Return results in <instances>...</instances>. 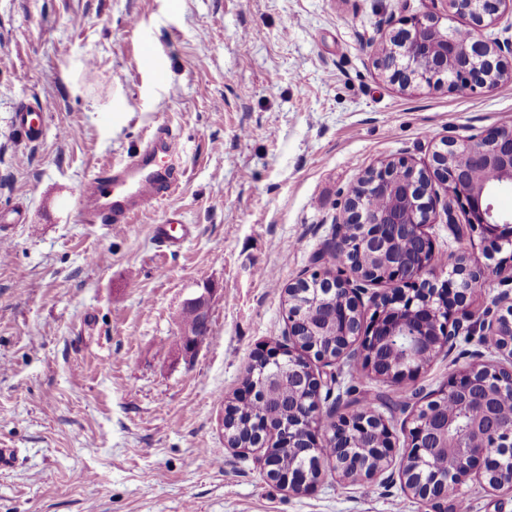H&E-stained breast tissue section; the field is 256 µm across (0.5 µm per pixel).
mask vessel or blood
I'll return each mask as SVG.
<instances>
[{
    "instance_id": "b4317fda",
    "label": "vessel or blood",
    "mask_w": 512,
    "mask_h": 512,
    "mask_svg": "<svg viewBox=\"0 0 512 512\" xmlns=\"http://www.w3.org/2000/svg\"><path fill=\"white\" fill-rule=\"evenodd\" d=\"M178 174L173 141L160 131L129 160L108 166L73 195L92 222L121 227L135 212L174 192Z\"/></svg>"
}]
</instances>
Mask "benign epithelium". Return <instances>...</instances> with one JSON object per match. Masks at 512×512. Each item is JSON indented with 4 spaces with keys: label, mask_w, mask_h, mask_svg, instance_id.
<instances>
[{
    "label": "benign epithelium",
    "mask_w": 512,
    "mask_h": 512,
    "mask_svg": "<svg viewBox=\"0 0 512 512\" xmlns=\"http://www.w3.org/2000/svg\"><path fill=\"white\" fill-rule=\"evenodd\" d=\"M445 17L422 12L392 26L376 65L401 88L423 86L450 89L492 90L512 80V43L487 35L500 10L512 12V0H444ZM457 18L469 21L465 32L450 25ZM360 179L363 193L347 197L342 215L336 218V236L351 233L348 249L355 252L348 262L351 276L331 270L316 271L313 278L288 284V347H273L260 354L267 364L288 358L289 372L310 395L297 399L292 414L295 426L270 425L257 419L252 435L255 446L265 449L263 466L267 478L294 494L317 485L311 471L323 475L329 465L345 483L371 480L389 469L398 470L404 489L422 501L438 504L449 496L465 497L470 481L492 491H512V468L498 459L499 452L512 451V410L501 408V395L512 392V292L497 296L503 313L474 321L470 297L486 280L500 274L498 267L477 268L459 257L448 271V281L439 283V269L427 256L434 251L425 231L432 218L442 213L455 223L462 211L469 227L480 231L493 246L512 245V216L495 209L493 197L499 188L512 186V127L487 129L460 139L450 136L433 152L432 165L418 169L404 158L390 159L365 171ZM446 186L441 196L432 188ZM380 189L390 198L383 213H374L368 202L370 190ZM410 233L415 249L405 262L389 260L401 235ZM383 263V278L399 285L388 296L372 298L374 312L369 325L361 319L363 255ZM213 289L186 300L196 308L199 323L209 325ZM479 327L492 342L497 358L460 367L448 385L419 408H405L411 427L409 450L396 458L392 432L382 414L359 411L336 415L334 426L323 440L315 437L320 412L322 381L312 360L362 359L377 374L375 363H384L381 377L394 381L415 376L426 364L425 356L451 352L464 331ZM332 328L342 338L336 352L313 343L301 346L302 336H321ZM207 337L199 327L182 326L179 351L192 357ZM476 412L467 436L456 431L454 413ZM333 448L335 453L313 460V470L286 467L281 449L293 457L299 449Z\"/></svg>",
    "instance_id": "obj_1"
}]
</instances>
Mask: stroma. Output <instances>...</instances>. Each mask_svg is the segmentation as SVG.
<instances>
[{
	"mask_svg": "<svg viewBox=\"0 0 512 512\" xmlns=\"http://www.w3.org/2000/svg\"><path fill=\"white\" fill-rule=\"evenodd\" d=\"M444 0H0V512H432L400 483L326 472L292 494L260 448L224 445L228 400L253 355L287 341L284 289L323 269L334 219L368 168L429 167L448 136L512 126V81L492 90H401L374 65L391 23ZM151 50L155 70L142 69ZM42 110L29 140L15 121ZM183 177L117 230L88 223L74 186L159 130ZM173 223L163 247L157 225ZM426 231L443 269L502 265L473 298L512 290V248L467 224ZM214 290L193 358L177 347L186 298ZM463 336L416 377L360 378L314 362L332 410L363 398L405 453L397 407L464 365Z\"/></svg>",
	"mask_w": 512,
	"mask_h": 512,
	"instance_id": "stroma-1",
	"label": "stroma"
}]
</instances>
